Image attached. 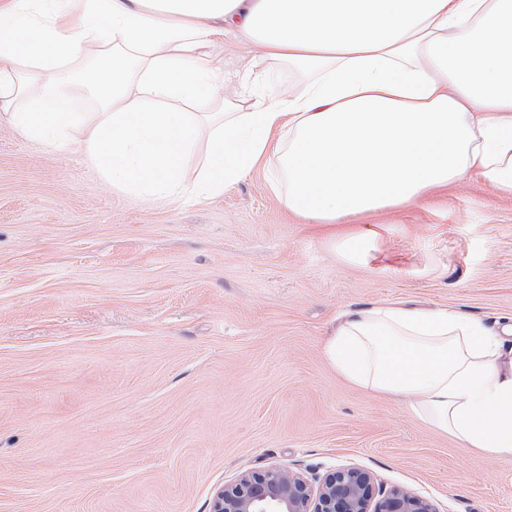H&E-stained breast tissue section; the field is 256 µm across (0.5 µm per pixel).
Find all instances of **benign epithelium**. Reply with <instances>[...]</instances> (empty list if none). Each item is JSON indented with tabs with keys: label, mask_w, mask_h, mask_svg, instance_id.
<instances>
[{
	"label": "benign epithelium",
	"mask_w": 512,
	"mask_h": 512,
	"mask_svg": "<svg viewBox=\"0 0 512 512\" xmlns=\"http://www.w3.org/2000/svg\"><path fill=\"white\" fill-rule=\"evenodd\" d=\"M211 512H438L435 503L411 491L393 488L373 495V476L349 466L311 482L285 466L242 473L217 488Z\"/></svg>",
	"instance_id": "benign-epithelium-1"
}]
</instances>
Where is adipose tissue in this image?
I'll use <instances>...</instances> for the list:
<instances>
[{
  "instance_id": "adipose-tissue-1",
  "label": "adipose tissue",
  "mask_w": 512,
  "mask_h": 512,
  "mask_svg": "<svg viewBox=\"0 0 512 512\" xmlns=\"http://www.w3.org/2000/svg\"><path fill=\"white\" fill-rule=\"evenodd\" d=\"M233 31L313 66L300 94L252 80L247 109L190 106ZM102 57L86 112L73 71ZM131 194H223L280 154L288 212L328 229L470 177L512 196V0H0V121ZM204 164H197L199 154ZM346 382L431 431L512 458V319L448 308L343 312L323 346Z\"/></svg>"
}]
</instances>
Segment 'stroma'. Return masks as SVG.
Masks as SVG:
<instances>
[{"label": "stroma", "instance_id": "obj_1", "mask_svg": "<svg viewBox=\"0 0 512 512\" xmlns=\"http://www.w3.org/2000/svg\"><path fill=\"white\" fill-rule=\"evenodd\" d=\"M231 80L312 74L228 33ZM269 155L222 196L149 199L0 122V512H210L282 465L369 471L440 512H512V459L432 433L340 378L338 316L389 302L512 317V197L466 178L352 218L371 261L288 213Z\"/></svg>", "mask_w": 512, "mask_h": 512}]
</instances>
